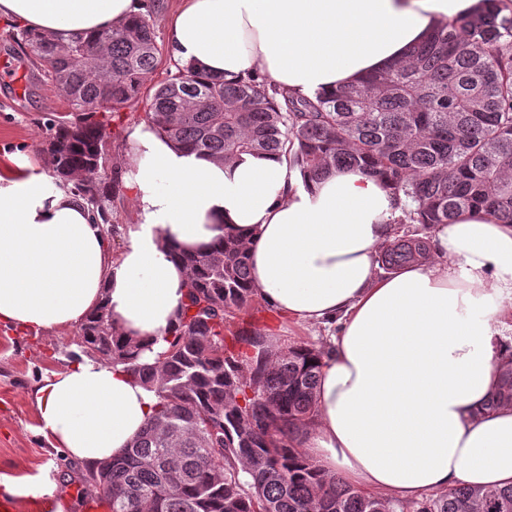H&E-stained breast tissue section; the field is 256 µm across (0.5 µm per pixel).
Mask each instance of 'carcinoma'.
<instances>
[{
	"label": "carcinoma",
	"instance_id": "1",
	"mask_svg": "<svg viewBox=\"0 0 512 512\" xmlns=\"http://www.w3.org/2000/svg\"><path fill=\"white\" fill-rule=\"evenodd\" d=\"M17 40L68 106L45 123V166L93 206L109 237L107 128L143 97L145 122L189 152L226 161L284 155L307 186L360 168L403 196L395 235L378 254L388 273L430 257L434 227L464 214L512 224V14L500 0H480L403 59L314 99L180 63L149 14L65 43L29 29ZM159 69L163 79L146 86ZM176 257L188 272V303L155 363L141 361L146 347L118 335L104 307L77 336L81 353L124 366L159 399L123 455L81 474L110 512H512V486L461 484L405 502L323 472L299 442L315 413L322 349L275 353L268 337L231 330L254 301L240 240ZM498 369L489 410L512 403V344Z\"/></svg>",
	"mask_w": 512,
	"mask_h": 512
}]
</instances>
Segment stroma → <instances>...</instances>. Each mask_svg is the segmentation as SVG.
Wrapping results in <instances>:
<instances>
[{"mask_svg": "<svg viewBox=\"0 0 512 512\" xmlns=\"http://www.w3.org/2000/svg\"><path fill=\"white\" fill-rule=\"evenodd\" d=\"M13 22L0 20V67L9 81H0V171L32 163L43 165L42 148L47 115L65 105L41 71L25 58L14 40ZM144 107L120 110L108 128L111 162L109 179L123 183L126 174V135L142 124ZM244 321L248 329L266 336L289 334L292 344L322 346L328 330L319 325L296 326L261 302H254ZM77 329L22 334L0 325V480L31 483L50 476L56 499L65 512H87V503L71 492L70 481L83 469L66 458L38 430L35 410L27 393L45 375L61 369L77 352Z\"/></svg>", "mask_w": 512, "mask_h": 512, "instance_id": "obj_1", "label": "stroma"}]
</instances>
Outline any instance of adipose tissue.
Wrapping results in <instances>:
<instances>
[{"label":"adipose tissue","mask_w":512,"mask_h":512,"mask_svg":"<svg viewBox=\"0 0 512 512\" xmlns=\"http://www.w3.org/2000/svg\"><path fill=\"white\" fill-rule=\"evenodd\" d=\"M148 0H0V18L66 40L144 13ZM479 0H177L174 58L227 79L261 75L295 96L329 93L401 58ZM135 221L112 250L89 203L44 169L0 175V324L80 326L99 305L154 361L177 328L187 271L175 252L243 236L255 297L298 324L338 323L301 442L326 473L393 500L512 485V405L486 410L512 339V224L468 213L437 227L429 260L380 275L399 211L359 170L312 186L282 156L224 162L148 124L128 138ZM39 430L73 460L121 455L156 393L80 355L28 393Z\"/></svg>","instance_id":"ef3b65f1"}]
</instances>
